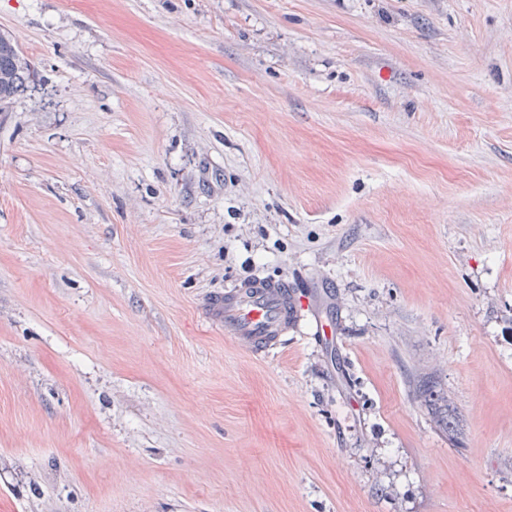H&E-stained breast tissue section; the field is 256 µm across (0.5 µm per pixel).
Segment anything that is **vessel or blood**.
Here are the masks:
<instances>
[{
  "mask_svg": "<svg viewBox=\"0 0 512 512\" xmlns=\"http://www.w3.org/2000/svg\"><path fill=\"white\" fill-rule=\"evenodd\" d=\"M211 307L225 337L256 354L277 350L301 317L287 284L261 278L226 288Z\"/></svg>",
  "mask_w": 512,
  "mask_h": 512,
  "instance_id": "b4317fda",
  "label": "vessel or blood"
}]
</instances>
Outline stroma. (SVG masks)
I'll return each mask as SVG.
<instances>
[{
	"label": "stroma",
	"mask_w": 512,
	"mask_h": 512,
	"mask_svg": "<svg viewBox=\"0 0 512 512\" xmlns=\"http://www.w3.org/2000/svg\"><path fill=\"white\" fill-rule=\"evenodd\" d=\"M1 31L35 78L0 112V512H512V0ZM256 276L305 316L267 355L208 313ZM420 395L423 401L431 407L439 425L447 432H453L455 427L454 410L448 400V395L435 387L424 388L420 391Z\"/></svg>",
	"instance_id": "obj_1"
}]
</instances>
